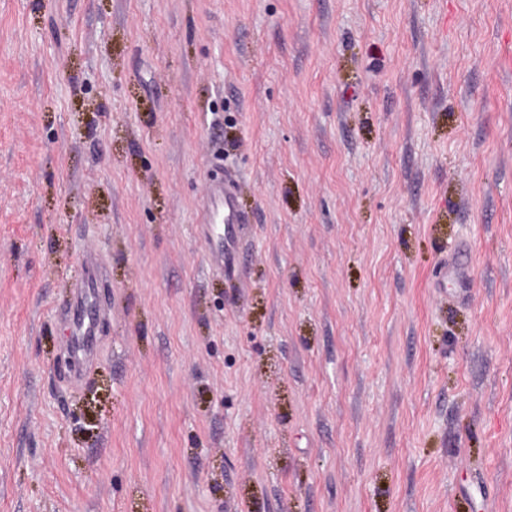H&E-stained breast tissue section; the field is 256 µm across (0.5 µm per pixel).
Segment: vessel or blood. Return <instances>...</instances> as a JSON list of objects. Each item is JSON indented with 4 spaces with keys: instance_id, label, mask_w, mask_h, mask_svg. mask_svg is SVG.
<instances>
[{
    "instance_id": "vessel-or-blood-1",
    "label": "vessel or blood",
    "mask_w": 512,
    "mask_h": 512,
    "mask_svg": "<svg viewBox=\"0 0 512 512\" xmlns=\"http://www.w3.org/2000/svg\"><path fill=\"white\" fill-rule=\"evenodd\" d=\"M231 182L232 177L228 174L210 180L201 204V227L206 258L210 263L218 266L232 257L231 246L225 243L219 230L220 225H240L249 221L248 216L240 210L230 189ZM95 330V320L81 319L75 322L69 343L76 354L86 359L91 357Z\"/></svg>"
}]
</instances>
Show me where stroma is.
<instances>
[{"label": "stroma", "instance_id": "obj_1", "mask_svg": "<svg viewBox=\"0 0 512 512\" xmlns=\"http://www.w3.org/2000/svg\"><path fill=\"white\" fill-rule=\"evenodd\" d=\"M510 44L512 0H0V512H512ZM232 175L224 174L208 182L201 204L203 238L207 260L221 268L224 259L232 261L231 243L216 226L221 224H249L248 216L239 209L236 198L230 189ZM96 319L76 320L69 343L77 355L89 361L92 355V342L95 336Z\"/></svg>", "mask_w": 512, "mask_h": 512}]
</instances>
